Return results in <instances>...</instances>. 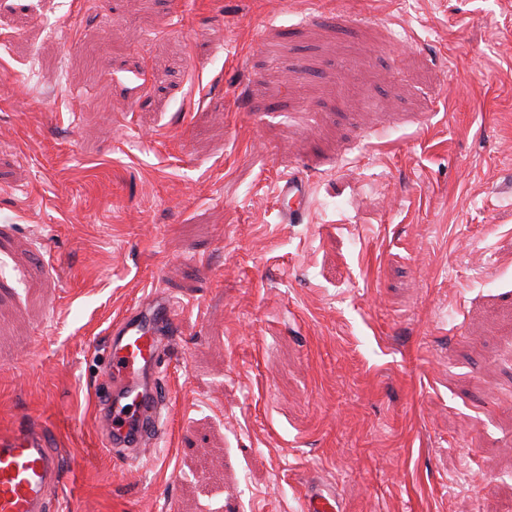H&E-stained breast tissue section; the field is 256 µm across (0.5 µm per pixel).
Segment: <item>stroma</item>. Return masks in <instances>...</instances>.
I'll use <instances>...</instances> for the list:
<instances>
[{"label": "stroma", "instance_id": "35a3bbf8", "mask_svg": "<svg viewBox=\"0 0 512 512\" xmlns=\"http://www.w3.org/2000/svg\"><path fill=\"white\" fill-rule=\"evenodd\" d=\"M32 2L0 0V431L55 434L58 512H512V0ZM155 293L173 424L113 467L106 332ZM277 188L280 223L303 224L309 214L311 186L298 173H288ZM303 508L304 512H337L334 496H325L311 488L305 490Z\"/></svg>", "mask_w": 512, "mask_h": 512}]
</instances>
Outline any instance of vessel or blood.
Returning <instances> with one entry per match:
<instances>
[{
  "label": "vessel or blood",
  "instance_id": "obj_1",
  "mask_svg": "<svg viewBox=\"0 0 512 512\" xmlns=\"http://www.w3.org/2000/svg\"><path fill=\"white\" fill-rule=\"evenodd\" d=\"M311 186L300 174L281 178L277 188L281 223H304ZM177 323L174 304L155 294L129 309L108 331V369L96 394L104 418L102 445L113 464L130 452L153 448L169 405L162 366ZM62 456L50 431L20 425L0 435V512H55L52 492L59 484ZM304 512H336L334 496L309 489Z\"/></svg>",
  "mask_w": 512,
  "mask_h": 512
}]
</instances>
